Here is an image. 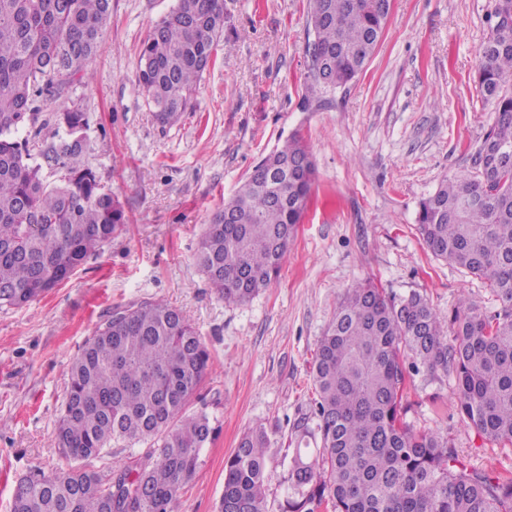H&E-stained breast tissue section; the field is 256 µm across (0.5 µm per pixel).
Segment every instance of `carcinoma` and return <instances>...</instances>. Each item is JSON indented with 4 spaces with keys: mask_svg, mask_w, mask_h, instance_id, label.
<instances>
[{
    "mask_svg": "<svg viewBox=\"0 0 512 512\" xmlns=\"http://www.w3.org/2000/svg\"><path fill=\"white\" fill-rule=\"evenodd\" d=\"M110 16L111 0H0V306L22 307L68 280L127 221L86 163L88 114L41 111L89 75ZM387 19L377 0H307L304 108L356 81ZM487 23L477 77L492 123L471 169L419 202L417 225L427 249L483 279L498 307L485 313L464 299L448 320L418 292L349 288L311 365L321 447L295 449L280 512H512L511 477L469 468L448 438L401 418L409 370L450 372L463 419L512 445V0H496ZM223 33L224 0H177L153 25L138 84L157 122L192 109ZM314 174L292 136L213 214L197 263L224 302H245L276 277ZM208 360L184 312L162 299L100 323L70 365L54 431L74 465L24 476L11 512H174L212 439L206 408L189 410ZM144 444L152 451L116 469L82 465ZM269 444L263 427L241 437L224 463L219 512H265Z\"/></svg>",
    "mask_w": 512,
    "mask_h": 512,
    "instance_id": "cac0c4a2",
    "label": "carcinoma"
}]
</instances>
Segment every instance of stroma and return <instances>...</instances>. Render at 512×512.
I'll use <instances>...</instances> for the list:
<instances>
[{
	"label": "stroma",
	"instance_id": "35a3bbf8",
	"mask_svg": "<svg viewBox=\"0 0 512 512\" xmlns=\"http://www.w3.org/2000/svg\"><path fill=\"white\" fill-rule=\"evenodd\" d=\"M175 0H112L90 77L68 90L91 120L87 161L127 222L58 288L0 307V512L16 481L68 463L53 445L73 358L120 307L162 299L185 311L210 354L196 393L214 429L175 512H217L224 461L242 434L270 438L267 512H279L295 426L316 428L310 367L348 288L425 295L449 317L460 298L496 303L484 282L436 258L417 230L418 203L443 176L469 169L493 112L474 80L495 0H392L358 79L303 110L307 0H224V34L192 110L158 124L137 81L138 54ZM303 137L316 169L308 210L277 278L224 303L195 256L205 224L277 145ZM403 420L447 437L478 471L512 476V446L489 444L457 408L452 376L418 373Z\"/></svg>",
	"mask_w": 512,
	"mask_h": 512
}]
</instances>
